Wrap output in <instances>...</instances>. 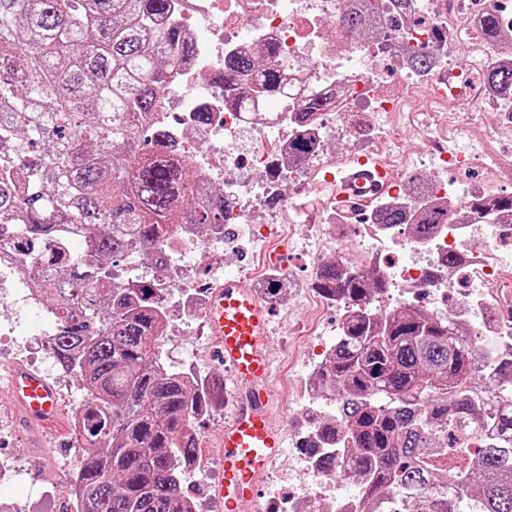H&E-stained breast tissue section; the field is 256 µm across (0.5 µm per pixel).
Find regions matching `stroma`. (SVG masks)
Returning a JSON list of instances; mask_svg holds the SVG:
<instances>
[{"label": "stroma", "instance_id": "obj_1", "mask_svg": "<svg viewBox=\"0 0 512 512\" xmlns=\"http://www.w3.org/2000/svg\"><path fill=\"white\" fill-rule=\"evenodd\" d=\"M303 312L287 317L284 309L273 313V343L280 354L273 362L275 376L307 374L304 352L312 343L311 337L288 335L289 320H303ZM162 359L177 369L200 364L204 375L223 379L226 386H233L230 370L213 354V338L209 333L184 336L172 346L162 350ZM22 367L41 373L55 386L62 403L60 419L47 426H31L23 423L14 408L0 406V452L15 456L21 472L14 485L0 488L1 498L24 502L35 496L50 476L51 467L76 471L82 450L73 434V418L84 402V393L76 381L63 374L55 362L25 357L12 353L10 345L0 346V375L8 376L11 368Z\"/></svg>", "mask_w": 512, "mask_h": 512}]
</instances>
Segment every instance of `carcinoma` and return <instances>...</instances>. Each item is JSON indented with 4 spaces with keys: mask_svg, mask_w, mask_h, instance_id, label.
<instances>
[{
    "mask_svg": "<svg viewBox=\"0 0 512 512\" xmlns=\"http://www.w3.org/2000/svg\"><path fill=\"white\" fill-rule=\"evenodd\" d=\"M170 2L0 0V237L19 251L58 244L29 286L51 310L55 364L85 392L78 512H185L182 477L199 453L190 419L224 392L215 379L202 396L162 361L161 302L135 269L172 226L224 218L218 206L192 209L188 165L153 151L165 130H144L191 50L157 27ZM482 27L486 43H505L492 11ZM260 65L272 95L281 79L270 60L245 56L238 68ZM488 79L512 96V66ZM73 237L80 255L61 247ZM383 288L332 264L316 279L352 302ZM316 380L334 394V412L311 415L318 441L349 451L344 462L319 452L318 466L355 489L359 512H512V355L481 361L446 315L360 309ZM450 424L484 446H456ZM450 473L451 493L440 485Z\"/></svg>",
    "mask_w": 512,
    "mask_h": 512,
    "instance_id": "obj_1",
    "label": "carcinoma"
}]
</instances>
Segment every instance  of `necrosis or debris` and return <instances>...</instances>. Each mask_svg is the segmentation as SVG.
Wrapping results in <instances>:
<instances>
[{
	"label": "necrosis or debris",
	"instance_id": "necrosis-or-debris-1",
	"mask_svg": "<svg viewBox=\"0 0 512 512\" xmlns=\"http://www.w3.org/2000/svg\"><path fill=\"white\" fill-rule=\"evenodd\" d=\"M353 3L368 27L344 28ZM487 10L496 11L502 31L512 35L507 0H413L411 16L402 18L392 0H172L159 25L178 24L194 52L174 70L152 122L172 130L177 158L197 173L194 208H208L212 187L224 188L223 223L203 232L190 224L174 227L165 251L178 253L179 263L140 259L142 273L157 279L164 299L178 302L172 335L191 336L204 327L209 292L222 275L217 269L200 280L187 256L216 247L228 257L251 256L246 279L254 290L276 277L313 310L333 307L346 315L347 302L315 288L332 252L351 275L383 272L386 287L373 300L377 309L426 299L466 327L474 351H512V223L482 217L499 187H512V153L492 148L512 137V108L502 105L485 78L512 55L481 38ZM461 43L467 52L460 57ZM265 53L285 75L276 99L257 96L251 76L225 87L239 58ZM419 56L430 60L429 68L413 67ZM203 82L209 86L204 95L197 91ZM313 86L327 91L330 101L305 120L300 111ZM200 112L208 113L206 123H198ZM297 139L307 141V154L292 153ZM371 155L391 162L386 186L364 192L359 201L316 191L317 182L343 179L353 160ZM388 207L403 209L406 223L380 224L377 217ZM433 208L442 209L443 220L433 234L420 235L417 217ZM300 224L310 260L303 275L273 260ZM41 260L0 242V323L11 306L41 311L26 275ZM329 402L314 378L289 381L282 416L289 439L308 436L307 413ZM270 483L277 512L358 507L310 455H296Z\"/></svg>",
	"mask_w": 512,
	"mask_h": 512
}]
</instances>
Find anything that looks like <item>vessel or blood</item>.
Masks as SVG:
<instances>
[{
	"mask_svg": "<svg viewBox=\"0 0 512 512\" xmlns=\"http://www.w3.org/2000/svg\"><path fill=\"white\" fill-rule=\"evenodd\" d=\"M209 328L219 360L228 365L241 388L232 418L219 439L222 468L211 473L206 489L222 512L256 499L259 484L283 453V437L270 419V313L239 278H225L209 303ZM12 402L31 422L57 421L61 404L54 386L35 372L11 371Z\"/></svg>",
	"mask_w": 512,
	"mask_h": 512,
	"instance_id": "b4317fda",
	"label": "vessel or blood"
}]
</instances>
